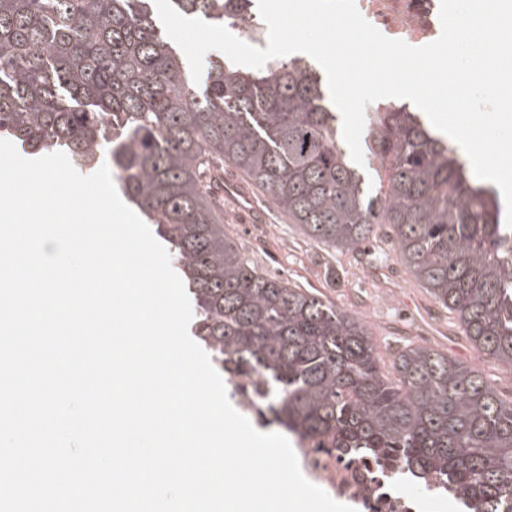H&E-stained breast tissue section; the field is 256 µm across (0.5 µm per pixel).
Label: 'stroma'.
<instances>
[{
    "label": "stroma",
    "instance_id": "obj_1",
    "mask_svg": "<svg viewBox=\"0 0 512 512\" xmlns=\"http://www.w3.org/2000/svg\"><path fill=\"white\" fill-rule=\"evenodd\" d=\"M222 189L220 219L245 253L265 273L366 322L384 360H392L409 342L429 346L475 366L501 395H512V372L481 359L453 315L400 261L305 241L300 227L233 165L224 167Z\"/></svg>",
    "mask_w": 512,
    "mask_h": 512
}]
</instances>
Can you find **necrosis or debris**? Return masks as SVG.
Returning a JSON list of instances; mask_svg holds the SVG:
<instances>
[{
    "mask_svg": "<svg viewBox=\"0 0 512 512\" xmlns=\"http://www.w3.org/2000/svg\"><path fill=\"white\" fill-rule=\"evenodd\" d=\"M364 18L383 35L420 47L441 33L440 0H355ZM295 453L304 476L356 512H427L433 501H448L452 512H469L471 502L439 479L416 482L394 478L391 465L372 455L352 460L335 449H315L296 439Z\"/></svg>",
    "mask_w": 512,
    "mask_h": 512,
    "instance_id": "4bbe7bcc",
    "label": "necrosis or debris"
}]
</instances>
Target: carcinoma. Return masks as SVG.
<instances>
[{
  "mask_svg": "<svg viewBox=\"0 0 512 512\" xmlns=\"http://www.w3.org/2000/svg\"><path fill=\"white\" fill-rule=\"evenodd\" d=\"M214 24L255 0H171ZM378 189L345 149L340 116L305 58L226 61L194 89L154 0H0V133L95 171L108 150L128 202L170 244L193 335L266 423L364 449L474 512H512V397L443 352L408 343L385 373L357 317L254 266L217 223L209 172L229 162L310 238L357 251L384 235L473 350L512 371V228L458 148L403 108L365 113Z\"/></svg>",
  "mask_w": 512,
  "mask_h": 512,
  "instance_id": "cac0c4a2",
  "label": "carcinoma"
}]
</instances>
